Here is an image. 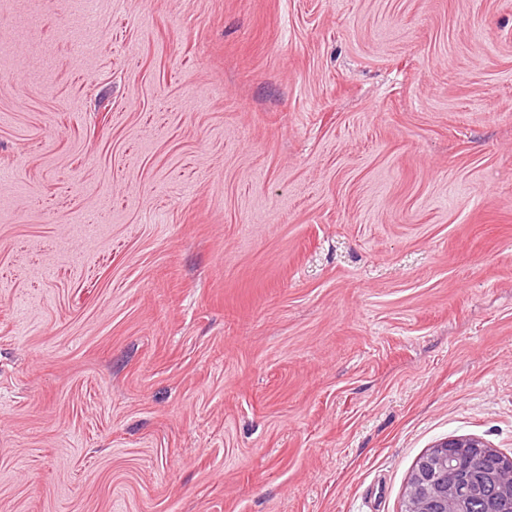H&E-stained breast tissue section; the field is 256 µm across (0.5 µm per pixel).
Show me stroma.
<instances>
[{"mask_svg":"<svg viewBox=\"0 0 512 512\" xmlns=\"http://www.w3.org/2000/svg\"><path fill=\"white\" fill-rule=\"evenodd\" d=\"M0 0V512H405L512 457V0ZM433 448L437 449L421 462L408 483L407 512H467L469 505V512H485L484 501L489 497L504 499V509L511 510L503 512H512V501L492 481L487 483L485 498L469 502L472 497L482 495L485 486L483 476L475 471H464L456 476L458 463L448 469V464L456 463L455 460H448V448H458V454L454 457L459 462L463 458L479 457L484 448H489L482 439L448 436V440ZM458 488L461 491L458 492Z\"/></svg>","mask_w":512,"mask_h":512,"instance_id":"obj_1","label":"stroma"}]
</instances>
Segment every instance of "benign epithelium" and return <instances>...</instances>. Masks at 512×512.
Segmentation results:
<instances>
[{
  "label": "benign epithelium",
  "mask_w": 512,
  "mask_h": 512,
  "mask_svg": "<svg viewBox=\"0 0 512 512\" xmlns=\"http://www.w3.org/2000/svg\"><path fill=\"white\" fill-rule=\"evenodd\" d=\"M458 449L456 459L478 457L486 448L478 437L450 436L436 445L421 462L408 483L407 512H467L469 499L482 495L483 476L475 471L458 472L448 466V449Z\"/></svg>",
  "instance_id": "benign-epithelium-1"
}]
</instances>
